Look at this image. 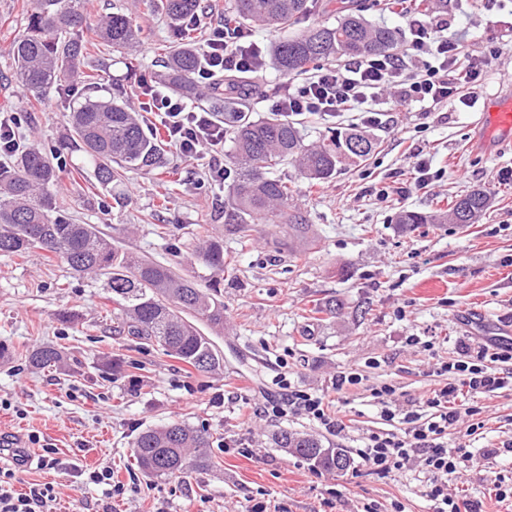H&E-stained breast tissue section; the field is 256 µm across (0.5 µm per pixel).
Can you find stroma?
Instances as JSON below:
<instances>
[{"label": "stroma", "instance_id": "obj_1", "mask_svg": "<svg viewBox=\"0 0 512 512\" xmlns=\"http://www.w3.org/2000/svg\"><path fill=\"white\" fill-rule=\"evenodd\" d=\"M28 8L29 0H0V108L14 113L25 146L48 153L70 136L73 100L109 97L122 80L129 102L138 104L137 86L160 70L171 23L142 11L136 77L104 46L86 59L85 78L38 101L15 81L9 56ZM431 18L449 33L463 32L461 63L501 47L481 91L512 98L503 77L512 70V0H446ZM480 117L473 107L426 112L416 105L370 126L352 112L301 115L305 143L352 126L378 142L366 161L340 166L319 186L290 162L278 167L312 226L315 242L306 248L291 242L284 224L227 223L230 186L209 181L207 160L171 150L164 167L124 173L111 189L98 185L81 153L66 157L68 217L96 225L120 249L189 278L207 277L195 249L210 236L223 240L224 331L212 339L224 370L195 372L120 333L105 278L77 274L40 252L0 256V345L9 351L0 359V443H20L34 457L51 448L56 459L21 467L15 491L54 486L53 512H251L260 503L267 512H394L399 505L433 512L429 475L419 464L381 475L357 454L370 433L400 429L381 417L374 388L392 385L400 412H415L427 391L447 383L440 367L460 359L463 345L512 344V183L497 179L512 168V152L479 150ZM423 160L432 174L424 188L415 184ZM388 186L397 194L380 199ZM477 188L490 193L492 205L469 227L396 222L401 210H444ZM332 302L343 306L339 317L323 311ZM413 336L419 344H410ZM42 344L61 349L63 363L31 368L25 354ZM117 358L121 369L110 371ZM350 372L361 383L335 391L336 377ZM280 374L338 408L346 432L329 433L293 413L264 414ZM466 403L482 413L448 431L449 442L465 439L472 454L448 491L481 512H512V498L496 497L498 486H512V389ZM176 421L211 434L212 467L144 477L133 460L134 438ZM280 428L345 448L355 463L343 474L314 468L271 443ZM98 467L110 468L120 487L112 497L85 481V471Z\"/></svg>", "mask_w": 512, "mask_h": 512}]
</instances>
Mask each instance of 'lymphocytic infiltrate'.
<instances>
[{"instance_id":"1","label":"lymphocytic infiltrate","mask_w":512,"mask_h":512,"mask_svg":"<svg viewBox=\"0 0 512 512\" xmlns=\"http://www.w3.org/2000/svg\"><path fill=\"white\" fill-rule=\"evenodd\" d=\"M407 26L412 36V52L365 56L315 67L304 81L284 84L273 105L274 111L285 117L306 112H363L367 123L376 124L380 121L377 101L383 96L394 98L396 106L417 104L428 112L469 105L485 67L498 57V49L489 48L463 67L458 63V36L445 35L421 12L409 15ZM267 65V56L256 42L247 40L241 28L222 22L209 28L195 80L198 87L211 90L224 74H256ZM141 96V108L158 117L175 152L191 157L204 147L223 148L224 123L211 112L170 94L155 81L142 83ZM463 354L462 360L444 367L445 372L453 375V382L422 397V406L430 411L427 418L414 414L398 416L392 386L374 390L384 420H401L403 429L398 433H371L364 448L358 451L362 461L378 474L415 462L421 464L432 475L427 495L435 512H461L448 492V478L462 468L468 455L462 446H448L446 436L462 417L478 415L479 410L457 406L459 386H467L470 393L477 395L512 385V376L495 367L496 362L512 360V347H467ZM276 384L281 396L269 402L267 414L280 417L293 411L317 421L328 431L344 430L342 419L322 397L292 387L283 377ZM13 460L14 467H0V512H52L53 486L36 484L27 494L14 493L17 469L28 458L19 453Z\"/></svg>"}]
</instances>
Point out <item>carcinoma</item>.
Segmentation results:
<instances>
[{
  "label": "carcinoma",
  "mask_w": 512,
  "mask_h": 512,
  "mask_svg": "<svg viewBox=\"0 0 512 512\" xmlns=\"http://www.w3.org/2000/svg\"><path fill=\"white\" fill-rule=\"evenodd\" d=\"M177 26L176 39L167 50L168 84L187 97L195 94L193 75L202 60L201 47L189 37L190 19L201 0H147ZM313 0H233L227 8L240 26L249 29L290 30L312 8ZM91 0H33L27 24L10 45L15 78L27 93L42 97L81 72L93 43L92 33L131 57L141 39L142 27L132 17L113 13L90 22ZM333 22L307 28L275 43L272 56L287 76L303 73L309 65L338 57L387 54L396 45L398 32L370 24L359 6L336 0ZM72 129L68 149L83 154L94 169L96 181L110 186L122 171H151L162 167L166 144L150 131L141 113L132 109L117 89L108 98H88L68 115ZM224 134L231 150L228 169L234 173L231 192L224 203L236 224H286L293 237L311 244V225L293 204L288 182L272 170L288 159L312 185L328 182L339 165L366 160L376 143L362 130L337 132L317 144L303 142L297 123L276 115L255 118L249 112H230ZM63 166L36 149L0 167V255L22 256L34 249L46 257H59L78 274L103 276L112 304L121 316L127 335L155 344L195 371L215 373L224 368V357L212 340L194 323L224 329V302L200 284L178 274L170 265L133 254L119 253L92 224H76L65 216L56 189ZM492 198L473 189L455 200L446 211H404L396 223L453 224L468 227L479 222ZM201 258L209 268L224 269V242L209 238ZM62 359L54 346H40L26 355L35 368H46ZM276 447L307 461L313 467L344 473L353 465L348 452L303 432L281 429L273 434ZM135 460L148 478L179 477L212 465L209 442L200 431L173 422L147 429L133 441Z\"/></svg>",
  "instance_id": "obj_1"
}]
</instances>
